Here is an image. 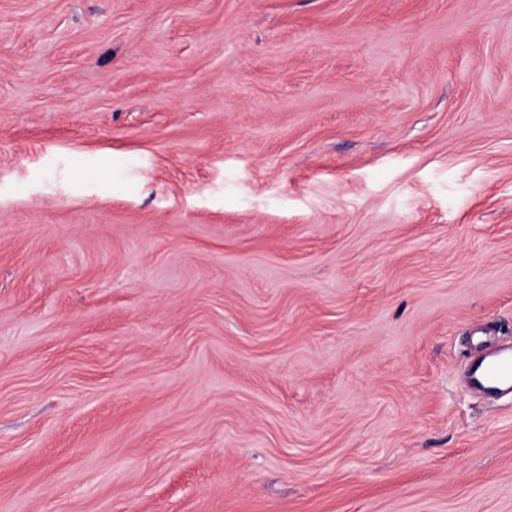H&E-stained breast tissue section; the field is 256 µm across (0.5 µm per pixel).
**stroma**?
<instances>
[{"label": "stroma", "instance_id": "1", "mask_svg": "<svg viewBox=\"0 0 512 512\" xmlns=\"http://www.w3.org/2000/svg\"><path fill=\"white\" fill-rule=\"evenodd\" d=\"M512 0H0V512H512ZM470 387L490 397L512 393V351L482 356L469 370Z\"/></svg>", "mask_w": 512, "mask_h": 512}]
</instances>
